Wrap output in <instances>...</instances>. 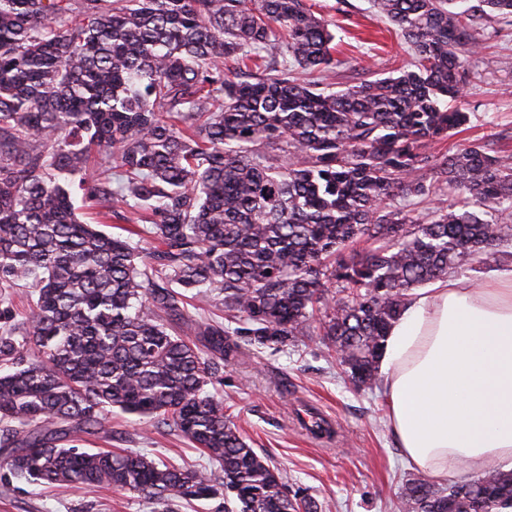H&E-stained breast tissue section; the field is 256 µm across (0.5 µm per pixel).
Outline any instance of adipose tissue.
Instances as JSON below:
<instances>
[{
	"label": "adipose tissue",
	"mask_w": 512,
	"mask_h": 512,
	"mask_svg": "<svg viewBox=\"0 0 512 512\" xmlns=\"http://www.w3.org/2000/svg\"><path fill=\"white\" fill-rule=\"evenodd\" d=\"M379 370L410 467L437 480L485 461L512 468V268L413 291Z\"/></svg>",
	"instance_id": "obj_1"
}]
</instances>
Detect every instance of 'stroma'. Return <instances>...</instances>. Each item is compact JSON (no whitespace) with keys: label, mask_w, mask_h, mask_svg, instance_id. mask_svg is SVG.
<instances>
[{"label":"stroma","mask_w":512,"mask_h":512,"mask_svg":"<svg viewBox=\"0 0 512 512\" xmlns=\"http://www.w3.org/2000/svg\"><path fill=\"white\" fill-rule=\"evenodd\" d=\"M308 2L336 36L343 85L395 76L408 66L409 47L379 18L372 0ZM484 36V49L471 57L465 88L470 120L443 144L451 152L474 141L512 150V27L494 20ZM218 393L249 444L270 456L290 486L307 489L320 512H398L401 482L412 470L387 426L382 390H355L316 334L285 346L246 348L225 364ZM308 411L331 423L330 436L315 437L299 425ZM87 445L214 469L179 433L117 410ZM0 512H155V507L137 495L104 488L32 485L3 468Z\"/></svg>","instance_id":"obj_1"}]
</instances>
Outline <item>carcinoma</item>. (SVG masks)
I'll use <instances>...</instances> for the list:
<instances>
[{
    "mask_svg": "<svg viewBox=\"0 0 512 512\" xmlns=\"http://www.w3.org/2000/svg\"><path fill=\"white\" fill-rule=\"evenodd\" d=\"M466 2L374 0L413 62L328 91L335 35L304 0H0V467L161 512H318L210 386L314 327L371 389L410 293L512 246V154L434 151L469 121L478 21L512 17ZM114 217L153 248L99 229ZM29 284L17 335L9 290ZM191 301L224 307L193 344L172 333ZM114 408L218 473L84 447ZM399 512H512V470L409 478Z\"/></svg>",
    "mask_w": 512,
    "mask_h": 512,
    "instance_id": "obj_1",
    "label": "carcinoma"
}]
</instances>
